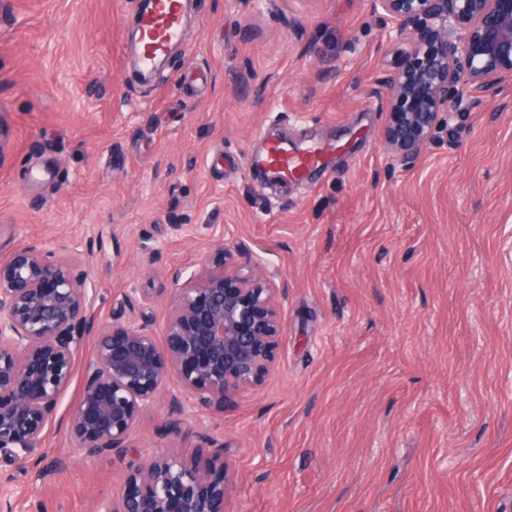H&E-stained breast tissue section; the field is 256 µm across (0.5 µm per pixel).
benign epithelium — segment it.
<instances>
[{"label":"benign epithelium","instance_id":"7a95c632","mask_svg":"<svg viewBox=\"0 0 512 512\" xmlns=\"http://www.w3.org/2000/svg\"><path fill=\"white\" fill-rule=\"evenodd\" d=\"M409 40L403 65L388 76L385 142L399 161L413 162L454 115L453 92L465 82L493 94L512 78V0H374ZM202 269L173 288L165 340L150 330L149 288L126 299L128 313L97 331L93 289L81 260L59 247L49 257L24 244L0 261V456L45 478L65 466H40L32 454L55 420L87 339L84 383L66 427L86 458L113 460L161 387L176 383L191 407L224 411L239 391L261 385L277 362L282 325L277 288L250 251L217 243ZM228 489L187 454L167 449L131 473L119 498L97 512H222Z\"/></svg>","mask_w":512,"mask_h":512}]
</instances>
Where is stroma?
<instances>
[{
	"mask_svg": "<svg viewBox=\"0 0 512 512\" xmlns=\"http://www.w3.org/2000/svg\"><path fill=\"white\" fill-rule=\"evenodd\" d=\"M138 0H0V258L80 253L99 326L125 298L246 246L283 285L274 371L167 430V383L113 461L60 421L46 480L0 461L14 512H94L157 452L227 471L224 512H512V81L459 90L415 162L383 130L380 82L409 49L373 0H195L148 84L128 59ZM333 143L282 183L265 138Z\"/></svg>",
	"mask_w": 512,
	"mask_h": 512,
	"instance_id": "35a3bbf8",
	"label": "stroma"
}]
</instances>
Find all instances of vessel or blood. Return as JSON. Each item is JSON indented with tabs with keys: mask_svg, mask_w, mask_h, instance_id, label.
<instances>
[{
	"mask_svg": "<svg viewBox=\"0 0 512 512\" xmlns=\"http://www.w3.org/2000/svg\"><path fill=\"white\" fill-rule=\"evenodd\" d=\"M139 27L140 63L148 68L167 54L172 43L184 39L182 0H153L152 9L140 15ZM333 151L330 145L291 144L275 139L267 142L253 162L281 181H297L306 178L310 171L324 167Z\"/></svg>",
	"mask_w": 512,
	"mask_h": 512,
	"instance_id": "vessel-or-blood-1",
	"label": "vessel or blood"
}]
</instances>
